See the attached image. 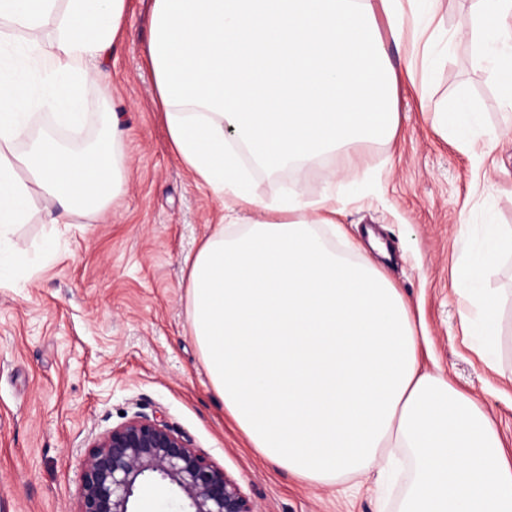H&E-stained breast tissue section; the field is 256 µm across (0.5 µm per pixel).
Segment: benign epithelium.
<instances>
[{"instance_id":"7a95c632","label":"benign epithelium","mask_w":512,"mask_h":512,"mask_svg":"<svg viewBox=\"0 0 512 512\" xmlns=\"http://www.w3.org/2000/svg\"><path fill=\"white\" fill-rule=\"evenodd\" d=\"M158 478L183 512H254L251 501L214 461L163 419L136 413L101 433L84 460L76 512H133L137 487Z\"/></svg>"}]
</instances>
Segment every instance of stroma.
Here are the masks:
<instances>
[{
	"instance_id": "obj_1",
	"label": "stroma",
	"mask_w": 512,
	"mask_h": 512,
	"mask_svg": "<svg viewBox=\"0 0 512 512\" xmlns=\"http://www.w3.org/2000/svg\"><path fill=\"white\" fill-rule=\"evenodd\" d=\"M124 29L117 54L99 62L111 82L87 87L82 133L56 128L78 146L98 133L101 113L117 112L124 192L105 214L75 218L49 257V225H18L14 239L34 268L0 286V512H75L91 443L137 412L188 437L256 512H397L400 486L376 491L373 472L350 495L302 483L257 456L226 416L187 319L183 265L222 204L171 147L147 62L150 0H127ZM384 45L399 78L397 133L357 147L351 177L336 189L337 221L421 316L422 367L477 399L512 452V257L493 259L486 281L502 301L494 365L465 336V304L452 286L487 225L512 230V114L468 38L428 74L410 43ZM462 94L488 127L508 133L479 170L432 112ZM251 174L267 199L327 189L317 164Z\"/></svg>"
}]
</instances>
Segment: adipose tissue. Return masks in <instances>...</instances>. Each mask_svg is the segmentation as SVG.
<instances>
[{
	"label": "adipose tissue",
	"mask_w": 512,
	"mask_h": 512,
	"mask_svg": "<svg viewBox=\"0 0 512 512\" xmlns=\"http://www.w3.org/2000/svg\"><path fill=\"white\" fill-rule=\"evenodd\" d=\"M443 0H151L149 61L174 151L222 200L225 214L187 254V314L211 385L251 448L310 485L410 463L398 512H512V455L479 402L420 364L409 301L340 238L336 195L296 190L271 204L240 158L269 173L314 164L397 128V74L384 48L421 38ZM127 0H0V283L27 252L13 240L35 214L46 223L101 212L123 191L119 118L72 149L30 138L33 112L69 125L88 83L111 74L91 62L123 38ZM388 36H381L379 18ZM512 0H474L455 32L475 63L501 79L512 111ZM39 57L62 79L32 89ZM461 146L483 139V165L500 135L465 99L435 105ZM259 213L248 224L237 214ZM512 239L488 227L453 274L477 353L494 363L498 303L484 288L490 259Z\"/></svg>",
	"instance_id": "1"
}]
</instances>
